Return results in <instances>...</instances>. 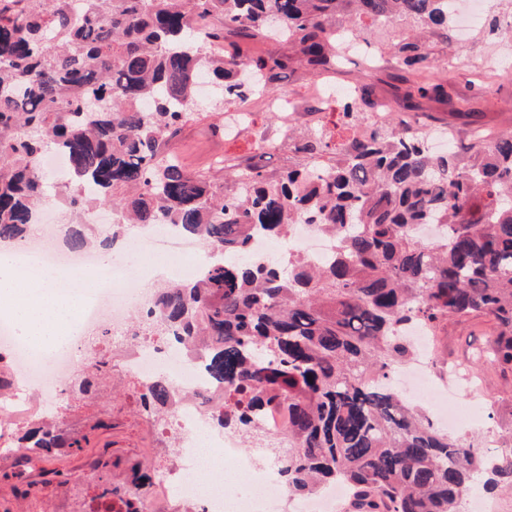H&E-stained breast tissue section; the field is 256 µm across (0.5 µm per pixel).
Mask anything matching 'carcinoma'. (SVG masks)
Segmentation results:
<instances>
[{"mask_svg": "<svg viewBox=\"0 0 512 512\" xmlns=\"http://www.w3.org/2000/svg\"><path fill=\"white\" fill-rule=\"evenodd\" d=\"M395 22L409 29L394 53L408 88L384 124L361 122L358 98L345 99L344 141L321 123L296 129L303 167L275 179L252 164L229 186L171 153L200 74L226 100L260 98L294 64L334 71L347 35ZM264 36L292 52L243 55L239 41ZM456 36L448 0H0V244L23 237L47 201L48 141L72 174L71 249L124 235L126 224L101 237L82 220L110 204L127 224L177 226L211 254L198 278L154 286L157 313L137 329L205 346L207 372L224 385L215 429L261 440L256 414L277 406L288 411L285 447L262 453L289 495L344 482L356 512H460L480 476L512 482V452L448 436L391 385L413 321L436 331L450 317H487L497 327L489 362L512 367V132L473 129L463 165L416 128V99L446 96L428 70ZM293 224L321 225L331 259L249 256L254 237L285 240ZM420 224L442 233L426 243ZM110 368L100 351L67 401L86 403ZM172 388L163 375L142 386L148 417L173 416ZM17 442L49 456L89 438L55 423L23 427Z\"/></svg>", "mask_w": 512, "mask_h": 512, "instance_id": "1", "label": "carcinoma"}]
</instances>
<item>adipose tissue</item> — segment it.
<instances>
[{
    "mask_svg": "<svg viewBox=\"0 0 512 512\" xmlns=\"http://www.w3.org/2000/svg\"><path fill=\"white\" fill-rule=\"evenodd\" d=\"M89 285V278L75 269L26 276L9 252L0 251V314L42 353H51L72 333Z\"/></svg>",
    "mask_w": 512,
    "mask_h": 512,
    "instance_id": "ef3b65f1",
    "label": "adipose tissue"
}]
</instances>
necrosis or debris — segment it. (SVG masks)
Wrapping results in <instances>:
<instances>
[{"label": "necrosis or debris", "instance_id": "necrosis-or-debris-1", "mask_svg": "<svg viewBox=\"0 0 512 512\" xmlns=\"http://www.w3.org/2000/svg\"><path fill=\"white\" fill-rule=\"evenodd\" d=\"M62 222V216L52 214L50 221L27 234L18 250L19 263L27 272L36 274L57 265L95 270L96 252L71 253L52 247L54 233ZM137 247L140 266L115 261L109 278L89 294L77 334L50 356H42L16 336L10 320L0 317V355L8 362L6 372L0 375V451L16 452L15 430L35 421L52 422L63 378L87 361L91 343L107 324L113 337L126 344L125 367L138 383H150L160 374L172 378L170 403L179 425L187 432V462L163 471L155 479L146 512H171V502L178 496L195 500L203 512H279L282 500L273 492L279 483L273 464L260 461L257 454L242 451L238 436L211 429L209 404L223 400L224 389L204 372V346L172 347L148 342L146 337L133 333L132 312L144 313L153 306L149 292L140 286L144 270L155 266L164 269L193 257L198 251V239L176 226L166 225L145 230ZM290 249L312 263H322L331 255L332 238L317 225L295 224L285 241L273 244L269 239L258 238L252 242L253 253L265 258ZM402 334L414 351L397 373L396 388L410 396L422 386L435 385L437 394L428 406L433 420L447 426L448 407L443 397L452 384L463 382L464 377L454 366L443 375H436L433 333L426 325L408 323ZM229 460L234 463L235 474L247 478L244 491L225 493L223 485L210 478L215 469Z\"/></svg>", "mask_w": 512, "mask_h": 512}]
</instances>
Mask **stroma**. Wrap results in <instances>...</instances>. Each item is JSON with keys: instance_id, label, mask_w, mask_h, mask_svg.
I'll return each mask as SVG.
<instances>
[{"instance_id": "stroma-1", "label": "stroma", "mask_w": 512, "mask_h": 512, "mask_svg": "<svg viewBox=\"0 0 512 512\" xmlns=\"http://www.w3.org/2000/svg\"><path fill=\"white\" fill-rule=\"evenodd\" d=\"M402 31V25L396 24L371 33L375 62L366 64L360 54L349 57L336 76L337 82L368 90L373 101L394 103L404 84L388 47L399 40ZM457 50L460 63L441 65L431 72L434 82L447 89L450 103L425 99L421 102L423 111L433 115L437 125L453 131L459 143L468 141L475 121L497 130H512V75H497L490 96L484 99L476 98L471 82L473 67L494 63L497 44L481 31L459 41ZM314 82L311 73L298 67L272 84L270 96L287 100L291 110L311 114L335 135H343L335 98H320ZM465 98L473 99L477 119L456 115L457 101ZM198 105L200 119L186 124L172 141L174 151L189 170L207 173L221 182L225 179L224 168L214 165L219 157L226 166L240 169L262 161L273 176L305 163L304 154L296 152L288 139L277 150L265 152L262 135L274 130L277 123L263 104L250 105L253 135L238 138L225 135L226 104L216 100L214 91L199 94ZM493 332L485 318L452 317L437 336L439 356L470 368L473 381L481 388L477 397L466 391L449 396L450 404L466 410L456 434L491 451L512 436V370L474 361ZM135 385L121 355H114L109 387L97 400L67 414L68 433L90 438L83 452L75 454L61 448L53 456L29 460L0 453V512H81L86 500L97 498L105 487L113 488V502L122 504L131 486L132 467L150 462L165 467L178 465L181 445L173 442L168 428L152 425L141 415Z\"/></svg>"}]
</instances>
